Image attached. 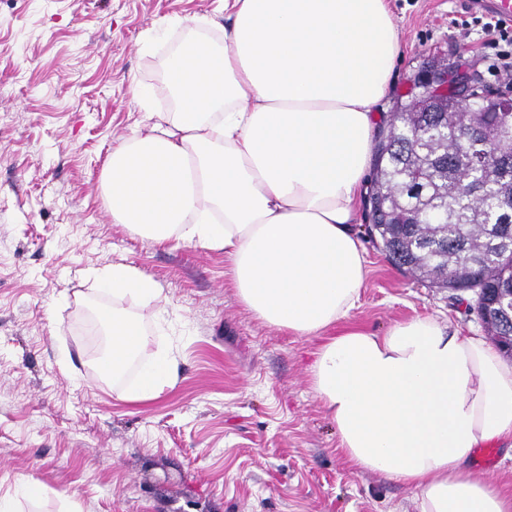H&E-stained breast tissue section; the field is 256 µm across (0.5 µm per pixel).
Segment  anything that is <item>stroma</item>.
Listing matches in <instances>:
<instances>
[{
  "instance_id": "stroma-1",
  "label": "stroma",
  "mask_w": 512,
  "mask_h": 512,
  "mask_svg": "<svg viewBox=\"0 0 512 512\" xmlns=\"http://www.w3.org/2000/svg\"><path fill=\"white\" fill-rule=\"evenodd\" d=\"M401 55L379 102L385 131L428 59L488 71L493 38L471 0H390ZM224 35V0H0V496L16 512H418L413 490L355 471L307 367L320 344L275 330L236 298L223 253L157 245L113 223L101 179L142 125L139 81L170 110L164 69L181 44ZM369 274L345 324L384 333L434 316L485 328L472 292L429 287L371 239ZM125 264L168 298L121 380L102 376L110 338L97 314L138 300L93 271ZM175 377L161 397L121 391L156 354ZM27 480L39 494L16 495Z\"/></svg>"
}]
</instances>
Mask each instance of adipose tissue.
<instances>
[{"instance_id": "obj_1", "label": "adipose tissue", "mask_w": 512, "mask_h": 512, "mask_svg": "<svg viewBox=\"0 0 512 512\" xmlns=\"http://www.w3.org/2000/svg\"><path fill=\"white\" fill-rule=\"evenodd\" d=\"M222 44L195 39L165 64L176 111L153 110L102 176L113 223L158 244L224 252L238 301L266 325L322 342L310 384L355 469L412 488L419 512H512V492L467 468L512 438V363L433 317L377 335L343 322L369 272L355 231L377 103L400 47L386 0H224ZM143 311L99 316L122 378L164 297L124 264L98 272ZM158 355L122 393L158 398Z\"/></svg>"}]
</instances>
